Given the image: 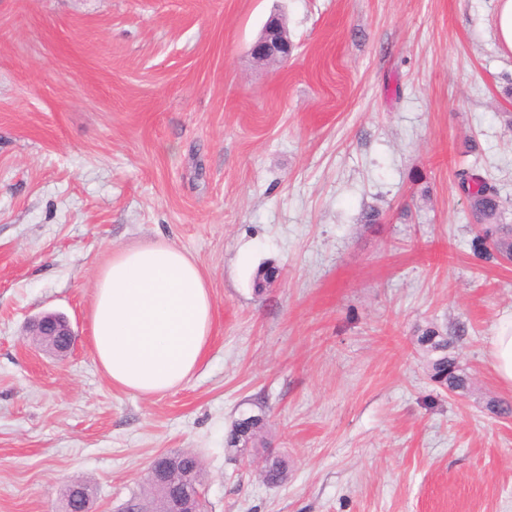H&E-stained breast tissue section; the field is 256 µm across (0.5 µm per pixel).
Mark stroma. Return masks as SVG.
Listing matches in <instances>:
<instances>
[{
    "mask_svg": "<svg viewBox=\"0 0 512 512\" xmlns=\"http://www.w3.org/2000/svg\"><path fill=\"white\" fill-rule=\"evenodd\" d=\"M496 0H0V512H118L160 453L208 512H512V387L489 355L512 266L477 251L459 170L512 224V54ZM288 61L250 53L272 14ZM377 211V223L365 216ZM205 273L203 362L113 386L90 344L113 250ZM76 333L62 358L30 332ZM450 337L468 383L430 378ZM261 414L265 453L224 436ZM288 479L264 482L265 455ZM495 34L502 50L512 53V0H497ZM33 336H38L40 344L52 347L57 354L71 351L76 341V333L66 317L47 313L33 323ZM171 474L177 481H186L191 488L200 491L202 485V469L199 459L188 452L168 454Z\"/></svg>",
    "mask_w": 512,
    "mask_h": 512,
    "instance_id": "obj_1",
    "label": "stroma"
}]
</instances>
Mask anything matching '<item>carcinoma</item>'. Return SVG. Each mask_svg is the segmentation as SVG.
<instances>
[{"instance_id": "obj_1", "label": "carcinoma", "mask_w": 512, "mask_h": 512, "mask_svg": "<svg viewBox=\"0 0 512 512\" xmlns=\"http://www.w3.org/2000/svg\"><path fill=\"white\" fill-rule=\"evenodd\" d=\"M458 178L470 200L471 213L476 223L483 226L480 241L500 255L512 253V224L501 223V208L498 193L493 185L482 177L463 169ZM422 346L430 354L441 351L443 355L429 360L430 377L441 386L454 391L466 388V381L457 374L454 361L444 354L448 350V337L434 329H429L419 337ZM263 426L253 429L248 436H243L236 426H231L224 439L225 449L236 456H244L250 452L247 445L255 446L262 441ZM171 474L178 481H186L193 488L202 485V469L199 459L188 452L169 455ZM263 478L267 483L284 482L288 479V461L282 457L266 460L263 467ZM135 507L143 512H162L164 502L153 486L132 497Z\"/></svg>"}]
</instances>
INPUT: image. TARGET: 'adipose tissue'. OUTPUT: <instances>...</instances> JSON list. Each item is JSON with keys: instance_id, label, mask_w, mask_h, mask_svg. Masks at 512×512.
Returning a JSON list of instances; mask_svg holds the SVG:
<instances>
[{"instance_id": "adipose-tissue-1", "label": "adipose tissue", "mask_w": 512, "mask_h": 512, "mask_svg": "<svg viewBox=\"0 0 512 512\" xmlns=\"http://www.w3.org/2000/svg\"><path fill=\"white\" fill-rule=\"evenodd\" d=\"M96 359L113 384L150 396L182 386L213 327L205 278L166 242L120 248L102 269L90 310Z\"/></svg>"}]
</instances>
